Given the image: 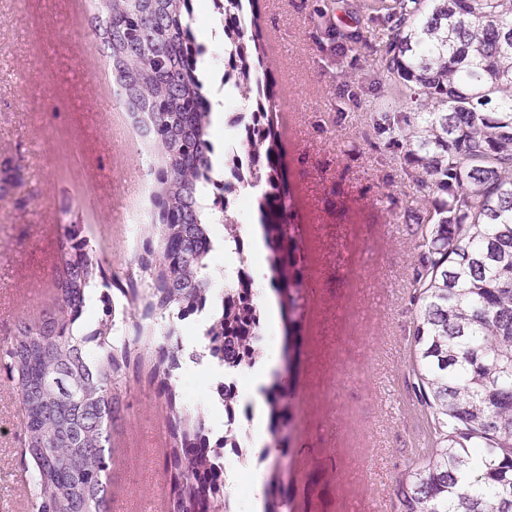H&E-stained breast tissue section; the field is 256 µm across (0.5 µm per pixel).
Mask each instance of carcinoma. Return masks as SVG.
Masks as SVG:
<instances>
[{
    "label": "carcinoma",
    "instance_id": "obj_1",
    "mask_svg": "<svg viewBox=\"0 0 512 512\" xmlns=\"http://www.w3.org/2000/svg\"><path fill=\"white\" fill-rule=\"evenodd\" d=\"M224 39L234 48L240 94L252 110L241 121L244 148L263 181L256 195L270 283L285 326V373L265 391L274 448L288 451L293 417L291 369L300 354L296 293L305 266L287 224L277 95L253 0H220ZM93 31L109 51L113 82L155 157L153 224L138 265L143 281L106 273L92 239L76 231L54 281L56 303L18 323L0 352L28 414L24 457L35 512H109L112 424L122 399L116 384L138 357L112 345V314L84 321L105 288L131 314L183 313L209 294L211 225L235 185L222 180L208 204L213 104L193 50L194 0H99ZM383 72L411 112H374L388 144L411 147L408 179L432 193L412 286L419 304L411 330L417 390L433 416L425 460L397 478L399 512H512V0H381ZM261 314L247 283L206 336L224 363L252 365ZM178 356L157 347L151 381L166 396L174 489L171 512H228L224 483L211 464L205 416L176 401ZM263 512H291L278 463L265 481Z\"/></svg>",
    "mask_w": 512,
    "mask_h": 512
}]
</instances>
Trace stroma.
I'll list each match as a JSON object with an SVG mask.
<instances>
[{
	"label": "stroma",
	"instance_id": "35a3bbf8",
	"mask_svg": "<svg viewBox=\"0 0 512 512\" xmlns=\"http://www.w3.org/2000/svg\"><path fill=\"white\" fill-rule=\"evenodd\" d=\"M375 0H258L277 82L283 162L310 286L304 293L301 362L291 375L294 421L280 468L294 512H398L388 489L433 444L431 416L414 393L409 331L411 282L421 239L404 221L421 192L404 174L407 146L385 148L371 120L391 103L377 64V26L357 28V6ZM338 29L328 40L316 9ZM71 26L41 62L29 30L33 9L0 0V346L22 320L54 298L43 277L58 267L72 225L100 245L113 273L136 264L127 232L151 184L150 158L115 98L109 60L87 0H65ZM98 135L90 151L112 171L95 181L76 138ZM152 331L139 370L119 386L124 409L112 428L107 484L112 512H138L143 499L169 512L171 446L166 402L150 382ZM25 409L0 371V512H33L35 492L22 457Z\"/></svg>",
	"mask_w": 512,
	"mask_h": 512
}]
</instances>
